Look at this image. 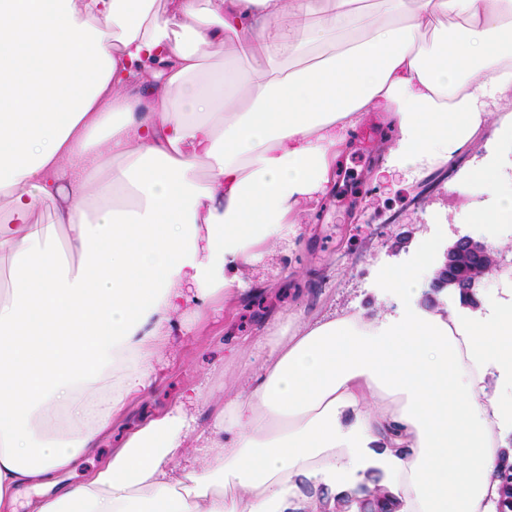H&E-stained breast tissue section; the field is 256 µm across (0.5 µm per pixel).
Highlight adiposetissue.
<instances>
[{"mask_svg": "<svg viewBox=\"0 0 512 512\" xmlns=\"http://www.w3.org/2000/svg\"><path fill=\"white\" fill-rule=\"evenodd\" d=\"M0 0V512H320L307 484L352 492L380 466L396 512H495L512 455V301L485 321L432 311L437 259L379 268L394 316L285 311L243 338L249 368L206 427V381L146 419L79 480L158 377L182 311L235 305L268 249L303 240L371 112L395 137L379 179L413 182L483 127L512 153V0ZM456 24L448 36L441 20ZM234 35L231 69L199 78ZM488 196L493 248L512 242L499 159L456 186ZM50 222H42L43 208ZM500 388L487 393L489 372ZM225 61L232 63L239 71L242 85L236 101L237 106H246L249 102L251 89V64L248 54L240 49L235 41H226L224 51L216 52L202 60V70L205 74L221 71ZM120 435V430L116 429L114 433L112 434L111 438L105 439L101 445L100 448H97L93 455H91L88 458L81 459L77 461L73 465V471L70 473L62 474L60 478L62 479H69L70 480H77L81 477V474L85 472L86 469H88L92 462L98 463L101 460L105 459L107 456V453L109 451V448H112L113 445L116 443V439Z\"/></svg>", "mask_w": 512, "mask_h": 512, "instance_id": "ef3b65f1", "label": "adipose tissue"}]
</instances>
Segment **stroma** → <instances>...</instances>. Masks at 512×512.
Here are the masks:
<instances>
[{"label": "stroma", "mask_w": 512, "mask_h": 512, "mask_svg": "<svg viewBox=\"0 0 512 512\" xmlns=\"http://www.w3.org/2000/svg\"><path fill=\"white\" fill-rule=\"evenodd\" d=\"M228 62L242 79L237 103L247 105L250 58L236 42H226L223 51L205 57L202 70L216 72ZM392 137L391 126L376 113L351 133L341 168L352 180V195L334 189L308 216L310 238L294 247L270 250L248 270L251 287L234 311L211 314L204 326L190 332L176 328L171 344L158 355V380L132 410L129 423L170 405L185 387L205 376L208 403L194 415L199 426H206L215 408L223 405L225 392L243 380L241 369L225 368V352L237 337L260 336L264 316L281 308L306 317L353 310L369 316L394 312L395 303L380 298L378 265L410 266L421 244L432 239L445 243L458 234L483 239L473 216L489 208L490 199L457 193L452 186L478 162L496 154L493 129L477 131L450 166L427 170L413 185L383 189L368 173L380 168L383 149Z\"/></svg>", "instance_id": "stroma-1"}]
</instances>
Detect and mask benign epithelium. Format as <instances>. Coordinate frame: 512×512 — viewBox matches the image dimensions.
Wrapping results in <instances>:
<instances>
[{
    "label": "benign epithelium",
    "mask_w": 512,
    "mask_h": 512,
    "mask_svg": "<svg viewBox=\"0 0 512 512\" xmlns=\"http://www.w3.org/2000/svg\"><path fill=\"white\" fill-rule=\"evenodd\" d=\"M509 264L512 265V260H506L505 254H492L488 242L458 235L443 251L441 266L435 271L423 302L429 307H439L441 296L449 292L459 299L460 306L477 310L479 288L491 276L502 274Z\"/></svg>",
    "instance_id": "7a95c632"
}]
</instances>
